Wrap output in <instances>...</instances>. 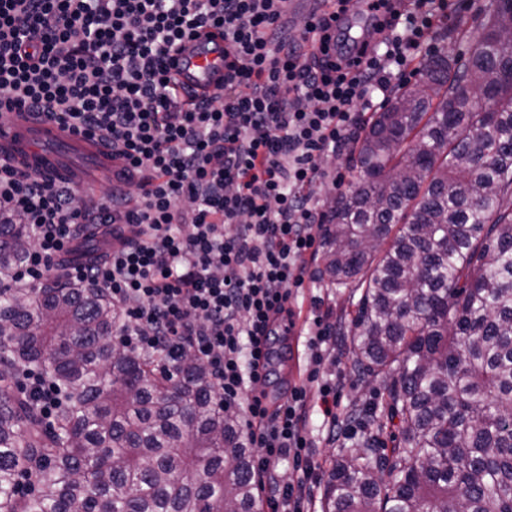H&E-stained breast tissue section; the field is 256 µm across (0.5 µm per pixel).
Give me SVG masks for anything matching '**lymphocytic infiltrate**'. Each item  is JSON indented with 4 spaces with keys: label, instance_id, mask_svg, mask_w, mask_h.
Masks as SVG:
<instances>
[{
    "label": "lymphocytic infiltrate",
    "instance_id": "obj_1",
    "mask_svg": "<svg viewBox=\"0 0 512 512\" xmlns=\"http://www.w3.org/2000/svg\"><path fill=\"white\" fill-rule=\"evenodd\" d=\"M333 12L289 0H0V116L45 114L97 135L126 169L122 189L96 199L0 164V214L32 231L24 262L1 288L65 280L97 288L119 313L131 352L175 366L193 358L216 409L240 414L274 512H312L320 464L307 428L316 385L325 438L353 430L339 413L344 371L323 365L336 336L315 318L305 377L279 405L257 391L271 338L295 323L292 303L328 220L315 186H342L325 157L348 151L362 124L423 52L445 0H377L361 40L330 51ZM223 29L224 92L185 111L166 60L199 29ZM109 251L65 265L82 226ZM296 475L284 479L280 462Z\"/></svg>",
    "mask_w": 512,
    "mask_h": 512
}]
</instances>
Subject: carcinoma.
<instances>
[{
	"instance_id": "obj_1",
	"label": "carcinoma",
	"mask_w": 512,
	"mask_h": 512,
	"mask_svg": "<svg viewBox=\"0 0 512 512\" xmlns=\"http://www.w3.org/2000/svg\"><path fill=\"white\" fill-rule=\"evenodd\" d=\"M439 38L362 137L322 234L321 282L360 292L352 367L385 424L336 457L323 512H512V0ZM27 224L0 223V275ZM95 288H0V512H259L255 452L202 367L125 350ZM55 384V421L18 367Z\"/></svg>"
}]
</instances>
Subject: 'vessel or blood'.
Returning a JSON list of instances; mask_svg holds the SVG:
<instances>
[{
    "instance_id": "b4317fda",
    "label": "vessel or blood",
    "mask_w": 512,
    "mask_h": 512,
    "mask_svg": "<svg viewBox=\"0 0 512 512\" xmlns=\"http://www.w3.org/2000/svg\"><path fill=\"white\" fill-rule=\"evenodd\" d=\"M170 69L176 98L193 107L201 98L221 93L224 85V37L185 38L175 51ZM91 157L104 177L115 170L112 150L100 140H86L72 134L45 115L19 110L0 119V161L52 181H64L87 196H94L98 184L71 160Z\"/></svg>"
}]
</instances>
